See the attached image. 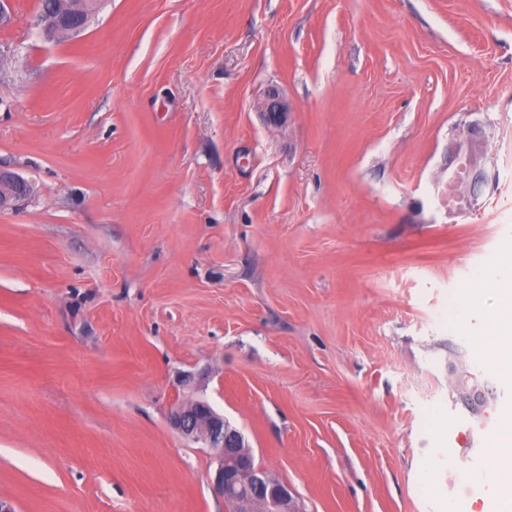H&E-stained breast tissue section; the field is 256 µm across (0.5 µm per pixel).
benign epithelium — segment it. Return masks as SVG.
<instances>
[{"label": "benign epithelium", "instance_id": "7a95c632", "mask_svg": "<svg viewBox=\"0 0 512 512\" xmlns=\"http://www.w3.org/2000/svg\"><path fill=\"white\" fill-rule=\"evenodd\" d=\"M96 12L86 6V0H40L36 35L44 42L71 40L85 31ZM488 139L485 126L469 123L448 143V194L455 197L458 211L473 208L475 188L498 178L487 157ZM29 191L27 181L0 170V210L15 206ZM169 423L187 442L208 450L214 464L210 482L215 495L244 507L243 512H299L293 488L271 478L255 462L245 436L205 397L176 404Z\"/></svg>", "mask_w": 512, "mask_h": 512}]
</instances>
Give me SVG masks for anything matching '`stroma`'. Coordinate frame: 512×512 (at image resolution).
I'll use <instances>...</instances> for the list:
<instances>
[{
	"label": "stroma",
	"instance_id": "35a3bbf8",
	"mask_svg": "<svg viewBox=\"0 0 512 512\" xmlns=\"http://www.w3.org/2000/svg\"><path fill=\"white\" fill-rule=\"evenodd\" d=\"M38 3L0 28V498L228 512L191 372L302 512H494L512 379L464 295L512 247V0H108L61 43ZM474 121L498 180L452 215ZM29 191L27 181L0 170V210L15 206L28 196Z\"/></svg>",
	"mask_w": 512,
	"mask_h": 512
}]
</instances>
